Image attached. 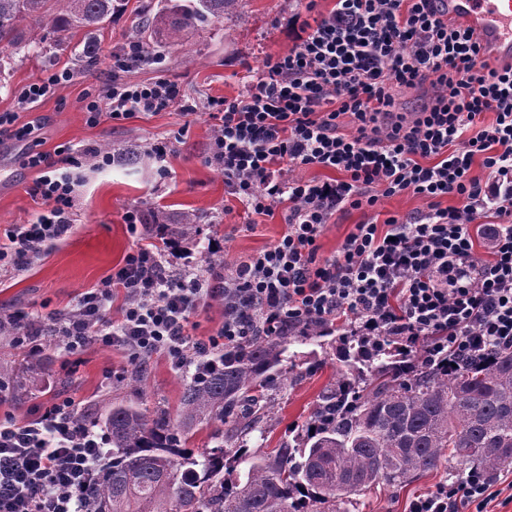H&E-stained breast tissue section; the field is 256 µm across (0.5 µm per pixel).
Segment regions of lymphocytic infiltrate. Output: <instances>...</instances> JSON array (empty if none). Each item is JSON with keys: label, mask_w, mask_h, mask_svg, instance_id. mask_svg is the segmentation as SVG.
I'll use <instances>...</instances> for the list:
<instances>
[{"label": "lymphocytic infiltrate", "mask_w": 512, "mask_h": 512, "mask_svg": "<svg viewBox=\"0 0 512 512\" xmlns=\"http://www.w3.org/2000/svg\"><path fill=\"white\" fill-rule=\"evenodd\" d=\"M437 0H336L328 13L305 9L293 47L243 77L236 96L208 103L209 161L248 218L281 212L286 230L270 248L230 273H174L164 249L138 244L72 311L53 315L64 350L92 343L121 351L137 367L164 352L178 370L215 364L249 336L349 317L355 334L423 345L431 364L512 351V67L481 58L472 34L449 26ZM53 70L22 88L17 109L0 113V139H29L42 126L39 100L68 82ZM432 85L430 102L404 119L394 88ZM195 114L177 83L113 79L84 105L88 124L122 122L170 107ZM28 113L20 121V113ZM354 134L339 130L342 117ZM112 153L60 145L28 153L32 194L43 209L0 236V267L46 252L73 228V169L114 162ZM491 181L472 176L474 163ZM289 166L335 171L326 180L286 176ZM405 193L425 211L355 225L336 256L317 260V241L337 212L375 209ZM458 199L441 207V198ZM485 227L489 257L479 260L469 226ZM216 303L218 329L193 340L192 315ZM121 317H108L112 307ZM107 434L60 399L22 423H0V512H84V493L108 455ZM495 479L469 471L441 483L410 512H488Z\"/></svg>", "instance_id": "obj_1"}]
</instances>
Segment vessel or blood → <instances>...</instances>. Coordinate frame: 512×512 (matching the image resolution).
<instances>
[{
    "mask_svg": "<svg viewBox=\"0 0 512 512\" xmlns=\"http://www.w3.org/2000/svg\"><path fill=\"white\" fill-rule=\"evenodd\" d=\"M440 8L448 23L472 32L486 62L512 65V0H442Z\"/></svg>",
    "mask_w": 512,
    "mask_h": 512,
    "instance_id": "obj_1",
    "label": "vessel or blood"
}]
</instances>
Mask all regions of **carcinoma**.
Here are the masks:
<instances>
[{"instance_id":"obj_1","label":"carcinoma","mask_w":512,"mask_h":512,"mask_svg":"<svg viewBox=\"0 0 512 512\" xmlns=\"http://www.w3.org/2000/svg\"><path fill=\"white\" fill-rule=\"evenodd\" d=\"M238 0H164L140 17L141 31L173 42L224 16ZM129 0H0V76L26 46L22 22L69 47L83 32L77 60L92 70L97 33ZM332 333L324 327L256 335L224 349V364L183 384L178 420L164 408L146 417L114 401L105 425L112 466L88 491L94 512H338L353 495L382 484L398 489L443 458L487 475L512 466V353L458 367L429 365L394 339L354 336L339 361L342 376L319 399L301 432L270 452L248 448L264 432L272 392L288 374L287 345ZM16 400L29 387L0 364V392ZM218 422L216 447H186L194 426Z\"/></svg>"}]
</instances>
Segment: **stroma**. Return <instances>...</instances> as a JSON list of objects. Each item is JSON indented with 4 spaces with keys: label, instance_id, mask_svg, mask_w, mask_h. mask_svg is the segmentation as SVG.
Listing matches in <instances>:
<instances>
[{
    "label": "stroma",
    "instance_id": "35a3bbf8",
    "mask_svg": "<svg viewBox=\"0 0 512 512\" xmlns=\"http://www.w3.org/2000/svg\"><path fill=\"white\" fill-rule=\"evenodd\" d=\"M307 0H239L232 13L210 20L171 44L139 38V15L154 12L158 0H129L126 13L113 20L101 35L100 61L93 73L79 67L69 49L45 39L0 81V113L16 109V94L43 77L46 70L67 68L69 82L38 106L44 118L39 143L7 140L0 143V232L12 224L32 220L40 206L31 195L36 171L23 164L25 153L78 143L114 153L112 166L77 169L75 228L37 259L6 271L0 270V312L32 316L66 313L78 295L111 274L138 240L124 223L127 207L144 210L149 226L147 241L167 244L172 269L184 264L206 272L212 263L226 268L271 247L282 235L280 216L264 218L248 227L242 208L228 195L224 175L208 162L211 123L206 114L186 117L169 109L121 123L86 122L85 98L112 78V57L125 45L141 40L145 57L122 75L129 82H149L163 75L176 82L186 99L233 97L248 70H260L268 57L287 53L296 35L294 15ZM162 57L155 66L154 57ZM183 131L168 158L172 178L158 185L155 166L146 147L173 132ZM222 223H215V215ZM369 211L349 209L336 213L318 239V258L337 254L354 225L366 221ZM350 330L337 326L324 342L291 344L295 367L276 395L265 435H251L248 446L268 451L292 438L308 419L321 394L344 374L337 340ZM42 366L29 377L32 398L18 402L0 393V422H24L35 407L58 398L71 399L87 421L101 423L112 397H119L149 414L157 405L176 410L186 374L173 369L163 353H155L145 372L135 373L119 351L89 345L76 359H68L55 336L42 339ZM467 468L442 463L405 487L386 491L375 488L342 504L341 512H407L410 503L440 483L466 477Z\"/></svg>",
    "mask_w": 512,
    "mask_h": 512
}]
</instances>
